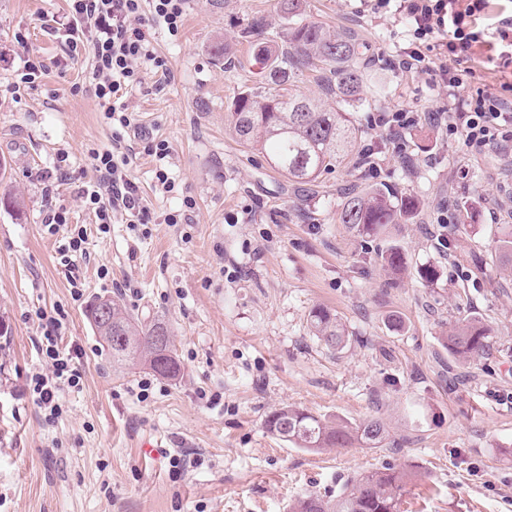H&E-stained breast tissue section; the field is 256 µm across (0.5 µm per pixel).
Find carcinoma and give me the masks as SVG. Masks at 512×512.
<instances>
[{"label":"carcinoma","instance_id":"1","mask_svg":"<svg viewBox=\"0 0 512 512\" xmlns=\"http://www.w3.org/2000/svg\"><path fill=\"white\" fill-rule=\"evenodd\" d=\"M281 29L270 32L263 15L247 20L241 37L248 40L250 62L263 74L267 90L244 91L234 99L231 125L242 143L269 153L271 167L288 178L296 189H306L336 163L358 154L359 129L350 111L367 101L364 64L357 38L347 31L332 33L318 23L305 21L306 0H276ZM313 80L322 95L335 101L327 107L295 92L303 79ZM419 209L411 195H399L384 185H371L344 197L337 213L359 235L379 236L388 224H404ZM382 266L399 274L404 253L392 245L380 255ZM112 326L97 319L102 300L89 310L92 325L103 338L112 366L141 365L164 377H175L180 364L173 349L167 322L162 317L143 320L130 313L118 299H110ZM315 336L332 349L349 341L344 325L328 308L310 313ZM491 329L478 319L460 320L444 336L453 357L468 361L493 348ZM265 426L269 433L308 451L325 448H381L389 430L379 419L356 426L327 424L320 417L293 407L271 412ZM417 477L411 467H385L352 476L341 494L331 499L315 492L300 496L290 512H400L406 485Z\"/></svg>","mask_w":512,"mask_h":512}]
</instances>
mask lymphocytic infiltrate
Segmentation results:
<instances>
[{
  "mask_svg": "<svg viewBox=\"0 0 512 512\" xmlns=\"http://www.w3.org/2000/svg\"><path fill=\"white\" fill-rule=\"evenodd\" d=\"M184 4L185 0H68V11L49 26V35L63 36L69 60H76L84 50L91 54L92 91L109 123L127 132L136 129L124 102L128 91L141 84L143 72L167 69L148 28L159 25L169 36L178 37ZM368 5L375 14L395 11L407 23L411 45L400 51L399 69L435 74L452 92L470 87L467 99L427 116L442 134L460 136L475 152L490 147L512 151V19H501L492 31L478 28L476 21L487 0H368ZM482 47L489 49L490 61L505 69L501 80L483 82L476 69L464 65V56ZM90 158L96 178L83 188L81 197L94 209L99 232H109L117 212L131 223H147L149 211L125 173L126 158L107 150L91 152ZM36 317L40 334L33 344L46 369L27 378L22 394L51 424L63 413L61 394L83 383L82 352L64 342L63 308H41Z\"/></svg>",
  "mask_w": 512,
  "mask_h": 512,
  "instance_id": "f902f5d3",
  "label": "lymphocytic infiltrate"
}]
</instances>
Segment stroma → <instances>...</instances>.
Returning <instances> with one entry per match:
<instances>
[{
	"instance_id": "35a3bbf8",
	"label": "stroma",
	"mask_w": 512,
	"mask_h": 512,
	"mask_svg": "<svg viewBox=\"0 0 512 512\" xmlns=\"http://www.w3.org/2000/svg\"><path fill=\"white\" fill-rule=\"evenodd\" d=\"M273 5L186 0L178 38L152 29L168 72L144 73L127 104L139 129L170 147L175 189L158 195L142 142L116 137L99 112L89 57L61 62L45 31L65 0H0V196L25 201L18 213L0 205V512H289L306 492L335 496L354 474L407 465L420 474L401 512H512V268L497 252L512 229V172L496 149L471 152L426 122L397 141L372 128L373 113L434 111L448 93L395 67L408 44L400 18L368 12L363 0H309L307 20L354 32L388 93L353 114L377 171L344 162L294 193L229 118L241 91L262 87L239 31L256 14L279 29ZM219 39L235 68L214 62ZM31 53L48 69L15 89ZM93 148L126 157L149 223L119 214L98 232L80 197L95 177ZM370 184L416 196V217L368 240L338 223L345 189ZM187 197L189 223H166ZM50 205L87 229V252L72 266L60 261L61 236L43 227ZM441 214L444 249L431 236ZM394 242L406 257L397 276L379 259ZM429 264L441 277L425 286L417 270ZM116 296L138 317L168 321L178 377L113 367L86 310ZM57 305L68 314L65 342L83 351V385L62 394L65 411L49 425L18 392L42 365L35 311ZM317 306L346 326L344 348L312 335ZM467 318L487 324L497 344L461 362L443 338ZM285 406L335 424L379 418L390 437L377 449L306 451L265 428ZM173 455L186 456L185 471H170Z\"/></svg>"
}]
</instances>
